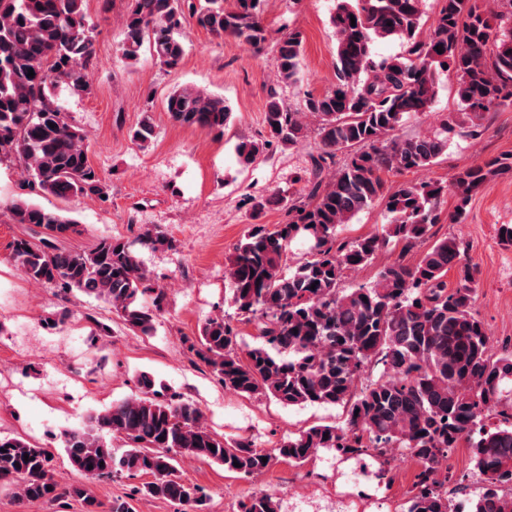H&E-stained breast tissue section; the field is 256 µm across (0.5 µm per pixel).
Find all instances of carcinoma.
<instances>
[{
	"mask_svg": "<svg viewBox=\"0 0 512 512\" xmlns=\"http://www.w3.org/2000/svg\"><path fill=\"white\" fill-rule=\"evenodd\" d=\"M84 2L0 0V161L15 159L32 191L65 200L100 199L109 192L89 161L87 134L69 122L54 95L59 83L92 94L94 26ZM263 2L234 0L226 9L224 0H204L192 11L207 32L259 47L267 40ZM424 2L336 0L334 86L308 96L302 112L287 110L270 94L266 137L240 142L238 164L248 168L274 145L298 144L310 116L317 119L321 150L314 160L316 180L307 200L288 207V223L252 225L228 258L231 302L241 322H257L259 342L243 351L237 326L211 318L191 346L224 388L272 397L286 407L340 406L342 423L301 430L265 452L245 440L213 435L195 403L161 394L143 373L135 394L91 417L90 427L64 433L65 453L83 477L146 475L150 480L135 490L140 498L166 500L179 512H205L202 489L176 475L180 456L247 478L280 458L301 465L321 450L343 461H361L372 449L386 459L405 451L419 470L400 512H459L444 490L453 476L443 463L465 444L472 453L471 475L481 479L469 512H512V402L509 410H499L500 423L487 424L488 414L503 405V386L512 382V352L489 354L487 330L474 313V268L463 262L459 239H437L414 263L405 262L406 254L431 238L441 199L453 193L450 221L459 222L474 194L493 178L512 174V154L466 169L448 186L391 187L383 178L393 170L426 168L448 148V122L429 136L394 137L408 118L431 110L442 74L455 73L460 104L475 117L512 99V0H439L428 25ZM181 26V0H129L122 56L135 61L146 45L160 65L178 67ZM378 39L397 40L404 52L377 59L372 46ZM301 48L298 31L279 40L282 81L298 80ZM166 110L181 125L217 133L231 116L224 98L191 88L170 92ZM151 135L145 118L130 138L141 147ZM345 150L348 160L324 181L325 168ZM380 201L385 224L378 232L338 240V230ZM9 212L13 223L38 226L49 240L78 232L76 221L27 200L12 203ZM297 239L309 243L307 256L290 266L288 248ZM391 244L400 248L398 257L377 269L373 282L340 287L347 272L372 265ZM12 258L28 281L101 300L126 329L152 335L164 292L130 242L104 237L77 252L19 239ZM453 267L460 268V277L450 288ZM108 435L122 438L126 449L117 452ZM48 455L46 448L0 434V481L14 498H71L83 512H135L123 498L104 511L86 484H61ZM238 512H280V504L269 493H256L239 502Z\"/></svg>",
	"mask_w": 512,
	"mask_h": 512,
	"instance_id": "carcinoma-1",
	"label": "carcinoma"
}]
</instances>
